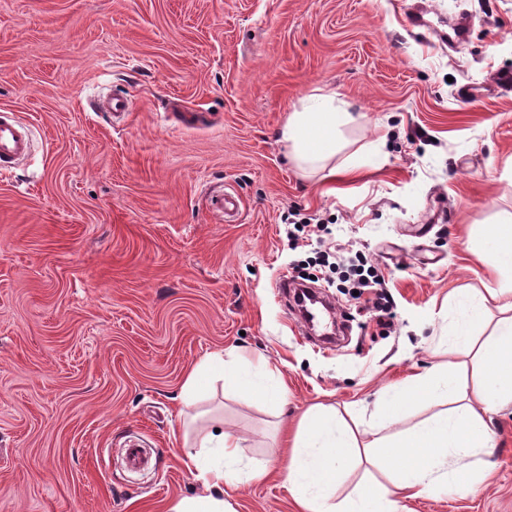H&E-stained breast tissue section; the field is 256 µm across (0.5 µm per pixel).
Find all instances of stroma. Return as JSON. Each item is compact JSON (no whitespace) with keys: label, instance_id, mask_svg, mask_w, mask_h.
Returning a JSON list of instances; mask_svg holds the SVG:
<instances>
[{"label":"stroma","instance_id":"1","mask_svg":"<svg viewBox=\"0 0 512 512\" xmlns=\"http://www.w3.org/2000/svg\"><path fill=\"white\" fill-rule=\"evenodd\" d=\"M506 69L512 0H0V111L34 141L0 174V512H168L202 493L177 413L188 372L223 350L288 388L281 410L219 388L196 405L270 469L228 488L234 512H301L282 478L312 404L397 433L382 397L465 361L448 352L453 300L494 285L477 252L512 218V89L492 84ZM318 88L353 116L333 159L353 177L302 171L278 139ZM115 92L132 102L120 121L97 107ZM222 190L239 198L230 222L211 206ZM291 211L322 226L295 249ZM320 250L372 261L391 325L324 268L348 331L310 341L277 284ZM486 421L479 492L443 483L399 512H512V409Z\"/></svg>","mask_w":512,"mask_h":512}]
</instances>
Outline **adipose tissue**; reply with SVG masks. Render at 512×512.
Instances as JSON below:
<instances>
[{"label":"adipose tissue","mask_w":512,"mask_h":512,"mask_svg":"<svg viewBox=\"0 0 512 512\" xmlns=\"http://www.w3.org/2000/svg\"><path fill=\"white\" fill-rule=\"evenodd\" d=\"M349 118L335 95L316 92L289 113L281 140L289 145L296 165L315 167L339 151ZM481 246L499 278L487 295L471 298L461 307L450 338L452 349L472 353L473 375L464 374L453 361L412 375L405 385L393 388L380 416L399 422L413 407L430 406L442 396L453 399V408L400 437L368 442L335 408L309 407L293 436L285 478L290 495L305 512H396V495L432 493L436 475L455 481L468 470L475 450L492 447L485 415L512 408V225L485 227ZM491 305L501 317L484 341H476L470 325ZM268 373L265 367L252 371L234 351L209 355L186 378L184 402L190 405L202 398L201 378L210 375L222 380L225 389L284 403V390L279 383L267 382ZM183 426L194 437L184 463L197 471L204 491L175 501L169 512H229L225 484L258 479L260 470L244 464L241 438L225 430L220 416L199 412L186 416ZM366 454L385 472L386 482L362 483L353 496L337 499L338 486Z\"/></svg>","instance_id":"obj_1"}]
</instances>
